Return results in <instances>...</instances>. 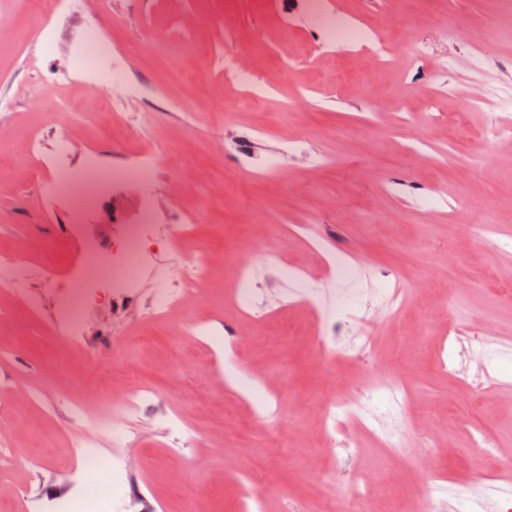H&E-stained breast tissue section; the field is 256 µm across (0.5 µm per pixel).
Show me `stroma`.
<instances>
[{"label":"stroma","mask_w":512,"mask_h":512,"mask_svg":"<svg viewBox=\"0 0 512 512\" xmlns=\"http://www.w3.org/2000/svg\"><path fill=\"white\" fill-rule=\"evenodd\" d=\"M309 2L77 0L44 48L30 39L35 0H0V265L50 261L66 279L102 276L97 260L111 254L112 237L95 219L178 224L194 213L214 267L197 301L173 309L168 324L90 309L88 323L121 333L108 364L91 368L83 348L61 340L55 314L66 306L63 292L35 276L24 298L0 294V425L15 427L14 466L0 473V512H21L24 495L55 496L57 476L74 472V403L89 410L94 433L121 428L134 437L127 457L137 512H244L250 492L263 512H287L292 501L345 502L350 480L334 475L319 452L316 400L354 382L374 383L401 361L417 367L421 394L406 416L388 412L383 397L375 414L380 425L408 434L409 458L401 483H393L379 464L381 448L362 436L359 466L374 504L387 512L400 485L413 491L402 512H424L439 499L467 512L469 498L491 507L512 494V478L494 479L500 461L465 445L469 422L479 419L512 447V252L468 230L493 221L512 232V141L493 135L498 106L512 104V13L491 0H325L329 11L386 38L427 48L418 65L401 58L380 68L362 53L315 55L323 25ZM227 13L232 21L221 25ZM393 13L404 15L402 28L388 25ZM462 14L480 36L478 47L448 33ZM95 27L127 59L124 70L103 76L125 114L112 138L126 141L133 156L157 142L176 147L155 157L144 181L110 180L127 161L113 155L97 127L99 85L61 80L75 71ZM340 62L350 72L341 82ZM129 84L142 94L127 95ZM480 85L489 105L464 111V95ZM456 123L466 130V167L448 143ZM357 128L361 136L343 138ZM414 130L431 157L411 138ZM34 136L41 142L35 159L25 149ZM63 137L73 145L66 168L51 159ZM89 152L108 184L88 202L71 172ZM312 218L360 262V300L412 281L398 320L383 312L368 319V331L383 343L363 364L320 365L311 336L321 308L286 302L288 284L271 285L262 255L251 262L261 285L256 301L270 319L257 327L238 310L224 263L243 228L255 227L266 250L283 252L309 279L327 277L321 257L297 233ZM450 276L463 295L459 327L495 338L484 349L495 387L456 398L423 341L448 318L429 314L427 302ZM187 320L252 340L229 352L210 337L180 335ZM138 383L162 391L166 409L197 430V447L173 451L154 412L117 418L116 403ZM432 428L442 444L455 445L452 455L418 448ZM264 432L280 434V444L263 446Z\"/></svg>","instance_id":"35a3bbf8"}]
</instances>
